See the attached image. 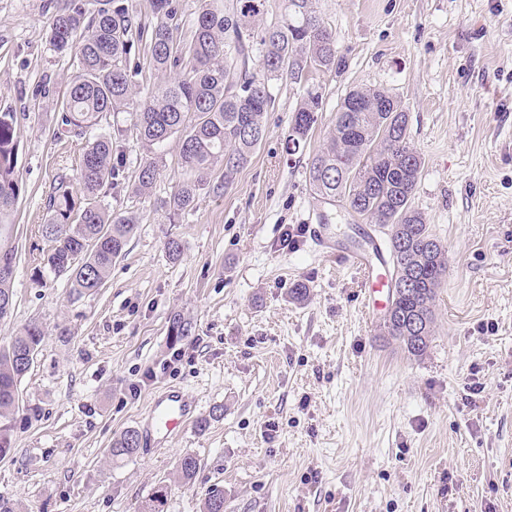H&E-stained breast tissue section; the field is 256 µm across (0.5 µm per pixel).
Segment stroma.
Listing matches in <instances>:
<instances>
[{"label": "stroma", "mask_w": 512, "mask_h": 512, "mask_svg": "<svg viewBox=\"0 0 512 512\" xmlns=\"http://www.w3.org/2000/svg\"><path fill=\"white\" fill-rule=\"evenodd\" d=\"M317 7L345 67L315 76L323 102L305 152L282 150L303 89L277 82L251 164L171 223L160 203L183 171L168 144L149 196L125 182L107 192L105 205L139 226L105 287L77 297L38 271L48 195L58 176L75 178L84 145L54 112L77 61L49 48L50 0H0V113L21 122L23 186L0 343L33 321L46 330L19 385L20 406L39 416L17 425L0 459V496L21 512H140L162 483L164 512H200L215 488L224 512H512V0ZM356 87L401 101L423 162L414 204L448 250L420 358L380 336L362 273L315 250L308 230L329 225L354 248L386 237L306 179ZM170 237L182 245L175 262ZM301 282L299 302L289 291ZM177 314L193 329L176 343ZM168 389L193 397L209 426L112 462L113 439L140 429ZM186 454L199 471L182 485Z\"/></svg>", "instance_id": "1"}]
</instances>
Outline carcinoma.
Segmentation results:
<instances>
[{"label":"carcinoma","mask_w":512,"mask_h":512,"mask_svg":"<svg viewBox=\"0 0 512 512\" xmlns=\"http://www.w3.org/2000/svg\"><path fill=\"white\" fill-rule=\"evenodd\" d=\"M281 15L267 19L268 0H200L189 27L181 26L178 0H148V12L134 0H63L49 17L47 40L54 53L78 58L64 99L55 103L64 129L85 140L77 184L56 179L49 194L41 236L48 244L43 264L70 282L73 294L104 287L114 263L125 254L138 228L133 212H114L102 191L124 176L113 153L124 129L111 114L124 112L146 158L131 176L133 192L150 194L160 171L157 150L177 143L184 178L165 208L173 219L193 207L208 186L220 193L246 168L267 135L265 115L274 104V85L305 82V93L288 121L283 149L304 150L317 123L322 95L311 83L317 71L340 68L336 36L316 0H282ZM147 47L148 67L134 61ZM156 76L140 96L144 70ZM20 128L12 112L0 113V258L16 259L11 227L22 192L17 170ZM422 158L409 141L408 116L384 88L353 89L336 111L334 131L309 158L307 179L323 199L388 228L393 273L414 277L397 296L398 322L383 321L382 335L408 355L423 356L433 336L437 290L448 276L447 250L440 249L423 214L414 206ZM403 239L407 247L397 249ZM12 278L0 276V318L13 304ZM192 324L179 315L169 336L181 340ZM45 336L42 326H24L0 345V456L11 450L19 413L18 385L29 370V352ZM141 437L128 429L114 440L111 459L135 455ZM198 461L184 455L178 477L191 482ZM168 486L160 485L141 512H162ZM202 512H224V491L207 494Z\"/></svg>","instance_id":"obj_1"}]
</instances>
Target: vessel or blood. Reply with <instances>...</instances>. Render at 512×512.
<instances>
[{"label":"vessel or blood","instance_id":"b4317fda","mask_svg":"<svg viewBox=\"0 0 512 512\" xmlns=\"http://www.w3.org/2000/svg\"><path fill=\"white\" fill-rule=\"evenodd\" d=\"M313 235L327 253L340 256L345 262L364 267L366 271L365 294L369 305L380 303L390 283L385 275L390 266V258L381 242L373 240L360 250H353L328 236L326 225L313 229ZM196 405L187 395L179 391H167L155 397L149 407L151 440H163L188 425L194 415Z\"/></svg>","mask_w":512,"mask_h":512}]
</instances>
